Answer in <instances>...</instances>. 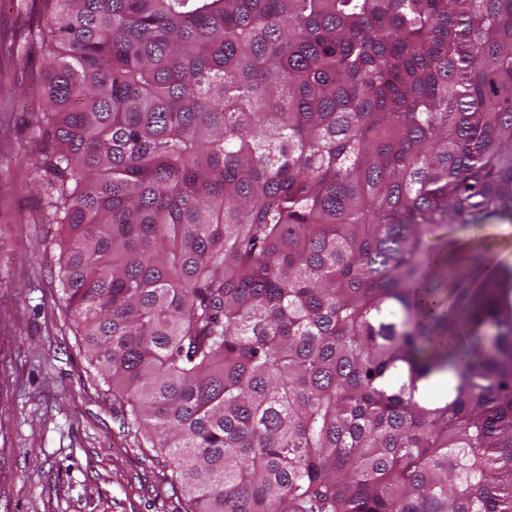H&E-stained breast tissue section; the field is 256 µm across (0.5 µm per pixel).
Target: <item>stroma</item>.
<instances>
[{"label":"stroma","instance_id":"1","mask_svg":"<svg viewBox=\"0 0 512 512\" xmlns=\"http://www.w3.org/2000/svg\"><path fill=\"white\" fill-rule=\"evenodd\" d=\"M29 5L0 0V512H186L163 458L113 410L65 308L57 227L36 219ZM454 236L512 266V218Z\"/></svg>","mask_w":512,"mask_h":512}]
</instances>
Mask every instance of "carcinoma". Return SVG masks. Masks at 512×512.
I'll return each instance as SVG.
<instances>
[{"label":"carcinoma","instance_id":"obj_1","mask_svg":"<svg viewBox=\"0 0 512 512\" xmlns=\"http://www.w3.org/2000/svg\"><path fill=\"white\" fill-rule=\"evenodd\" d=\"M42 222L188 512H512V0H43ZM442 404L417 397L436 372ZM450 236L459 239L464 249L487 251L512 266V218H491L484 224L459 228Z\"/></svg>","mask_w":512,"mask_h":512}]
</instances>
